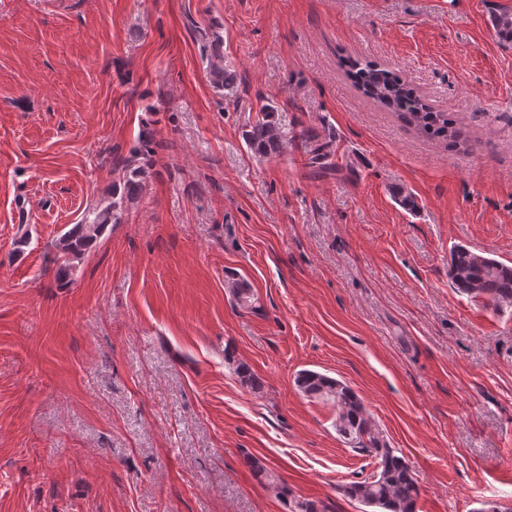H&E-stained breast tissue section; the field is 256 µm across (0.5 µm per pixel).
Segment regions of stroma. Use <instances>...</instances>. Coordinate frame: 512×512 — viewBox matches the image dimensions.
<instances>
[{
  "label": "stroma",
  "mask_w": 512,
  "mask_h": 512,
  "mask_svg": "<svg viewBox=\"0 0 512 512\" xmlns=\"http://www.w3.org/2000/svg\"><path fill=\"white\" fill-rule=\"evenodd\" d=\"M503 13L512 0H0V512H289L250 457L298 499L362 512L343 488L375 460L297 389L304 369L362 398L418 512H512V310L448 276L457 245L512 265ZM349 58L400 73L464 144L362 94ZM264 104L289 143L261 157L245 133ZM145 124L168 145L145 192L59 286L56 240Z\"/></svg>",
  "instance_id": "35a3bbf8"
}]
</instances>
